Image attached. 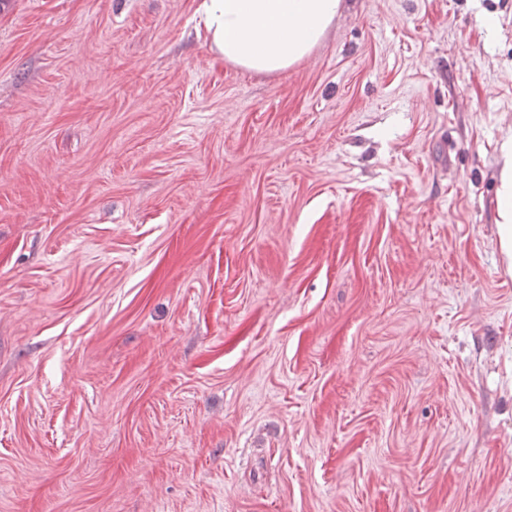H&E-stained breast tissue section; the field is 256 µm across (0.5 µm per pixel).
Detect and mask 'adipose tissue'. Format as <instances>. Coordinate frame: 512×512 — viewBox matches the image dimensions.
I'll list each match as a JSON object with an SVG mask.
<instances>
[{
  "label": "adipose tissue",
  "mask_w": 512,
  "mask_h": 512,
  "mask_svg": "<svg viewBox=\"0 0 512 512\" xmlns=\"http://www.w3.org/2000/svg\"><path fill=\"white\" fill-rule=\"evenodd\" d=\"M341 0H203L211 51L244 69L274 73L302 61L334 21ZM498 232L512 257V140L502 146Z\"/></svg>",
  "instance_id": "adipose-tissue-1"
}]
</instances>
